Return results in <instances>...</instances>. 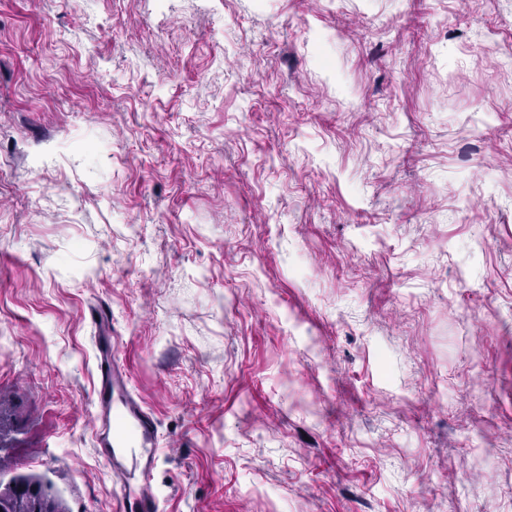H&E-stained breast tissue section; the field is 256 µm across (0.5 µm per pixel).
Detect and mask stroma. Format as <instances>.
<instances>
[{
	"label": "stroma",
	"instance_id": "35a3bbf8",
	"mask_svg": "<svg viewBox=\"0 0 512 512\" xmlns=\"http://www.w3.org/2000/svg\"><path fill=\"white\" fill-rule=\"evenodd\" d=\"M512 512V0H0V488ZM97 369L99 383L95 403L98 408L94 431L98 451L112 465L121 479L125 470L119 461L120 448H132L144 478H148L156 461L160 440L152 414L132 397L127 389L126 373L112 354V345L99 347ZM118 399H114V393ZM137 449V451H135Z\"/></svg>",
	"mask_w": 512,
	"mask_h": 512
}]
</instances>
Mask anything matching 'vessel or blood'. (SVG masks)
<instances>
[{
    "label": "vessel or blood",
    "mask_w": 512,
    "mask_h": 512,
    "mask_svg": "<svg viewBox=\"0 0 512 512\" xmlns=\"http://www.w3.org/2000/svg\"><path fill=\"white\" fill-rule=\"evenodd\" d=\"M97 369L99 383L95 403L98 408L94 431L100 452L117 476L125 470L117 453L130 448L143 475H150L160 448L156 422L152 414L132 397L127 389V376L116 361L111 348L99 350ZM122 512H159L158 502L149 489L138 494L123 492Z\"/></svg>",
    "instance_id": "1"
}]
</instances>
